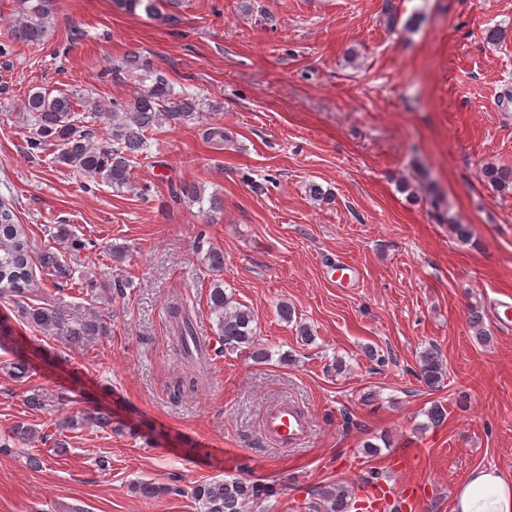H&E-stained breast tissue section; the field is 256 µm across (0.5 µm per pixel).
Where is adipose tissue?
Segmentation results:
<instances>
[{
    "label": "adipose tissue",
    "mask_w": 512,
    "mask_h": 512,
    "mask_svg": "<svg viewBox=\"0 0 512 512\" xmlns=\"http://www.w3.org/2000/svg\"><path fill=\"white\" fill-rule=\"evenodd\" d=\"M452 512H512V475L473 469L457 488Z\"/></svg>",
    "instance_id": "obj_1"
}]
</instances>
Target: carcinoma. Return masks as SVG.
Listing matches in <instances>:
<instances>
[{"mask_svg":"<svg viewBox=\"0 0 512 512\" xmlns=\"http://www.w3.org/2000/svg\"><path fill=\"white\" fill-rule=\"evenodd\" d=\"M166 2L171 8L178 7L180 0H114L122 9L134 13L141 9L147 15L158 11V4ZM49 0H22L21 16L10 28L13 40L38 44L47 34ZM117 69L142 72L151 77V85L130 101L120 102L89 97L83 105L91 120L104 119L110 134L99 142L91 140V129L75 117L76 97L61 93L51 96L35 90L28 93L19 111L31 121L32 132L27 140L33 151L55 147L54 161L71 168L84 177L101 182L115 189L130 185L134 161L148 157L150 143L146 132L162 122L180 125L197 117L201 103L196 97L177 94L169 80L154 70L152 61L138 53L127 54ZM482 180L496 192L512 190V168L502 165H487L481 170ZM55 238L68 243L74 252L87 248V243L72 236L69 226H56ZM31 242L23 225L17 223L13 207L0 200V291L14 297L20 316L27 325L38 331L57 335V339L70 347L81 348L87 342L105 336L107 323L100 316L79 319L66 314L59 307L29 301L30 285L33 282V262L30 256ZM39 264L49 274H66V265L53 251H43ZM209 308L215 315L219 339L232 349L249 348L254 343V316L248 308L234 301L220 284H214L209 293ZM172 329L177 336L178 350L188 362L203 354L193 319L184 307L174 306L170 310ZM12 344L17 357L11 362L17 377H24L29 368L28 352L20 345L18 337L7 322L0 323V347ZM424 382L434 386L445 375L440 351L431 346L419 357ZM87 421L102 428L112 426V415L105 411L71 414L57 422V432L76 430ZM47 441V436H38V431L18 426L9 438L23 444L36 438ZM270 490L245 479L233 478L202 482L192 489L200 512H244L246 505L267 495ZM356 496L345 488H333L318 493L317 500L310 503L308 512H360Z\"/></svg>","mask_w":512,"mask_h":512,"instance_id":"1","label":"carcinoma"}]
</instances>
